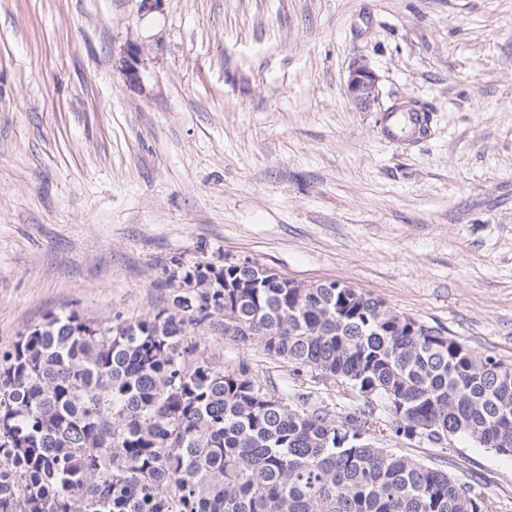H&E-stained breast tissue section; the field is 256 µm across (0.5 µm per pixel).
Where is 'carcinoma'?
<instances>
[{"instance_id":"1","label":"carcinoma","mask_w":512,"mask_h":512,"mask_svg":"<svg viewBox=\"0 0 512 512\" xmlns=\"http://www.w3.org/2000/svg\"><path fill=\"white\" fill-rule=\"evenodd\" d=\"M203 265L175 263L152 315L49 314L0 357V512H494L384 442L461 434L511 456L512 364L344 284ZM206 328L381 397L388 421L291 405L200 352Z\"/></svg>"}]
</instances>
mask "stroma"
Segmentation results:
<instances>
[{
  "label": "stroma",
  "mask_w": 512,
  "mask_h": 512,
  "mask_svg": "<svg viewBox=\"0 0 512 512\" xmlns=\"http://www.w3.org/2000/svg\"><path fill=\"white\" fill-rule=\"evenodd\" d=\"M356 57L426 134L354 108ZM176 259L339 281L512 364V0H0V353L49 313L156 312ZM196 340L288 400L368 402ZM386 445L512 512V457Z\"/></svg>",
  "instance_id": "35a3bbf8"
}]
</instances>
